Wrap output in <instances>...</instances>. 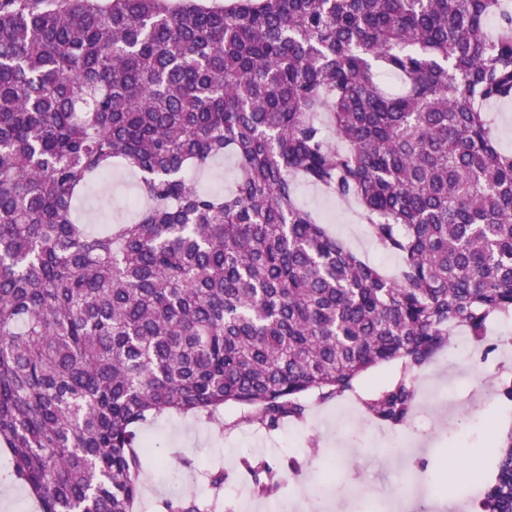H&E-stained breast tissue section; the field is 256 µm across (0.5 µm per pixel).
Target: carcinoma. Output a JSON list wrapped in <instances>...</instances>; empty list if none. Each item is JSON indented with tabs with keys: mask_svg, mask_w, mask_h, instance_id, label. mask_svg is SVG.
Returning <instances> with one entry per match:
<instances>
[{
	"mask_svg": "<svg viewBox=\"0 0 512 512\" xmlns=\"http://www.w3.org/2000/svg\"><path fill=\"white\" fill-rule=\"evenodd\" d=\"M508 100L512 0H0V445L39 512H133L149 416L272 427L398 362L363 407L405 422L450 328L512 317ZM226 152L233 189H200ZM117 164L136 218L91 232L75 201ZM299 181L356 204L396 273ZM491 455L477 512H512L511 429ZM488 109L500 147L512 151V101L492 103ZM296 192L298 200L317 214L320 222L361 258L389 272L395 271L399 257L384 252L375 245L367 233L366 225L361 224L355 207L340 203L319 188L306 183H300ZM336 217H339L340 223L336 222Z\"/></svg>",
	"mask_w": 512,
	"mask_h": 512,
	"instance_id": "1",
	"label": "carcinoma"
}]
</instances>
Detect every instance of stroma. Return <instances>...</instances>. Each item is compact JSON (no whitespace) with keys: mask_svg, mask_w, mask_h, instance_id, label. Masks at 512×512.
Masks as SVG:
<instances>
[{"mask_svg":"<svg viewBox=\"0 0 512 512\" xmlns=\"http://www.w3.org/2000/svg\"><path fill=\"white\" fill-rule=\"evenodd\" d=\"M134 172L114 168L109 192L88 193L75 203L77 220L92 219L95 229L118 220L130 221L134 211L124 209L126 197L138 196ZM298 200L361 258L395 271L397 255L378 248L361 223L355 207L302 183ZM512 369V321L488 327V345L472 357L452 348L438 354L420 373L416 409L409 422L389 427L369 420L356 407L354 394H368L397 375L396 365L369 370L359 377L355 391L319 404L306 397L303 419H285L262 428L240 422L236 413L222 414L220 422L166 413L141 426L153 441L155 453L141 472L143 506L139 512H165L164 503L194 495L212 500L205 472L222 468L227 476L223 501L241 489L238 463L242 452L253 451L281 472L304 469L311 481H325L328 491L306 502V512H351L362 502L366 512H397L393 489L405 487L411 477L424 482L422 499L431 512H466L464 495L470 492L468 464L487 459L491 427H512V402L494 395L491 385L476 378L497 363ZM316 439L324 456L334 458L330 476L320 477L309 466V439Z\"/></svg>","mask_w":512,"mask_h":512,"instance_id":"stroma-1","label":"stroma"}]
</instances>
